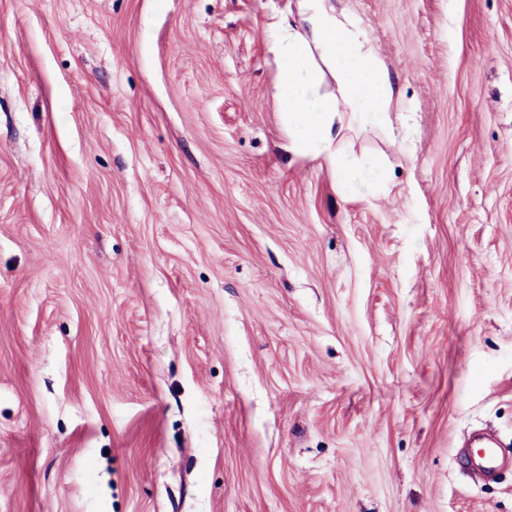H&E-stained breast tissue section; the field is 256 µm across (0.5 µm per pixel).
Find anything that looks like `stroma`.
<instances>
[{
    "mask_svg": "<svg viewBox=\"0 0 512 512\" xmlns=\"http://www.w3.org/2000/svg\"><path fill=\"white\" fill-rule=\"evenodd\" d=\"M296 0H0V512H512V0H336L403 117L288 149ZM470 463L486 474H493L505 465V459L496 448L485 445L481 451L470 458Z\"/></svg>",
    "mask_w": 512,
    "mask_h": 512,
    "instance_id": "1",
    "label": "stroma"
}]
</instances>
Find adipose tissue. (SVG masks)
Masks as SVG:
<instances>
[{
	"instance_id": "ef3b65f1",
	"label": "adipose tissue",
	"mask_w": 512,
	"mask_h": 512,
	"mask_svg": "<svg viewBox=\"0 0 512 512\" xmlns=\"http://www.w3.org/2000/svg\"><path fill=\"white\" fill-rule=\"evenodd\" d=\"M277 101L288 117L292 147L321 157L340 177L350 166L334 149L344 121L385 125L400 106L372 38L334 0H297L295 12L274 22ZM335 92L325 90L327 78Z\"/></svg>"
}]
</instances>
